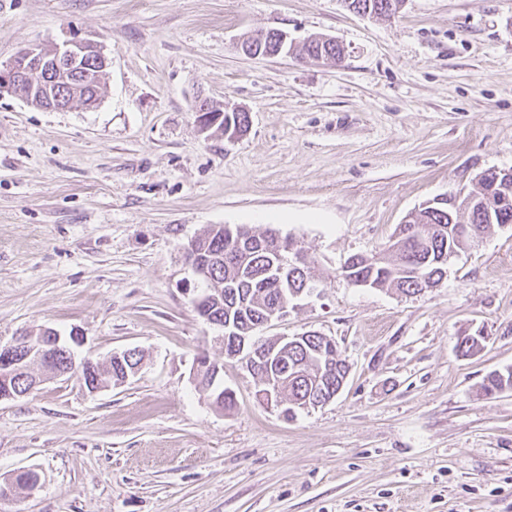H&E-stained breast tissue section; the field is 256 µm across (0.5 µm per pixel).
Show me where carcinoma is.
Masks as SVG:
<instances>
[{"instance_id": "obj_1", "label": "carcinoma", "mask_w": 512, "mask_h": 512, "mask_svg": "<svg viewBox=\"0 0 512 512\" xmlns=\"http://www.w3.org/2000/svg\"><path fill=\"white\" fill-rule=\"evenodd\" d=\"M402 0H344L355 13L366 10L378 17H391V2ZM499 211L490 214L478 204L459 211L449 203L436 204L423 211L406 225H398L392 242L383 253L369 256L354 255L341 267V275L354 285L371 288H393L404 294H417L440 284L447 273L446 256L471 246L475 240L456 231L466 223L483 236L495 225L512 224V193ZM200 256L209 261L208 277L198 281L197 297L204 303L194 310L210 324H224L237 330V335L224 337V354H229L240 337L258 345L262 351L274 348L277 339L258 335L259 323L267 309L293 301L294 294L305 288L312 276V266L288 263L294 243L287 237H278L273 230L256 232L245 225L217 224L195 238ZM487 336L483 330L464 331L457 336L455 350L461 356H472L485 348ZM143 354L112 360L110 366L84 365L77 375L83 385L104 386L121 384L138 366ZM288 358L302 366V374L288 378L281 385L280 394L288 398V417L293 412L314 405L318 399L337 395L347 378L348 366L339 357L336 341L315 332L303 335L288 351ZM209 391V397L218 408L230 409L235 404L231 390L224 387L223 373L202 374L199 381ZM481 389L494 394L512 389V368L492 371L484 379ZM38 476L21 471L8 485L0 486V498L14 488H32Z\"/></svg>"}]
</instances>
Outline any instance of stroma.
<instances>
[{"label": "stroma", "instance_id": "stroma-1", "mask_svg": "<svg viewBox=\"0 0 512 512\" xmlns=\"http://www.w3.org/2000/svg\"><path fill=\"white\" fill-rule=\"evenodd\" d=\"M335 38L341 62L250 56L241 37ZM93 38L111 60L91 107L0 96V345L80 334L76 356L140 349L127 383L77 379L0 399V512H512V224L414 295L349 283L427 201L512 169V0H405L392 17L343 0H0V64ZM248 112L230 141L197 98ZM213 224L291 238L322 278L263 336L317 332L350 373L286 418L255 396L197 316L185 247ZM484 350H455L464 330ZM224 365L233 409L192 380ZM487 336L483 330L474 332L463 331L457 336L455 350L461 356H472L485 348Z\"/></svg>", "mask_w": 512, "mask_h": 512}]
</instances>
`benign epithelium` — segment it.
Here are the masks:
<instances>
[{
	"instance_id": "7a95c632",
	"label": "benign epithelium",
	"mask_w": 512,
	"mask_h": 512,
	"mask_svg": "<svg viewBox=\"0 0 512 512\" xmlns=\"http://www.w3.org/2000/svg\"><path fill=\"white\" fill-rule=\"evenodd\" d=\"M109 64L110 61L103 53L102 47L91 39L66 41L55 46L53 52L49 54L41 51L38 46L27 47L20 50L8 64L0 66V95L6 92L29 103L38 88L49 93L58 83L68 80L72 74L80 77L82 81L94 76L99 77L106 72ZM81 92V85H73L66 96H56L47 109H67L79 100ZM195 112L197 124L203 133L217 126L223 117L222 110L214 108L205 98L197 100ZM60 342V336L54 330L45 328L34 347L30 346L28 336H20L14 340V344L0 347V378L8 381L24 372L32 362L53 365L57 356L63 352ZM291 342L292 339L284 338L279 349H274L263 356L266 360L278 363L277 376L280 378L290 372L288 344Z\"/></svg>"
}]
</instances>
